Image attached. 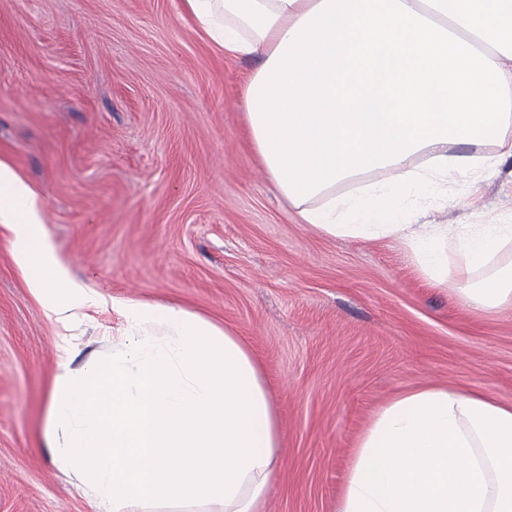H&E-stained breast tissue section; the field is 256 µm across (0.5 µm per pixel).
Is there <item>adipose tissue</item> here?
<instances>
[{
    "label": "adipose tissue",
    "mask_w": 512,
    "mask_h": 512,
    "mask_svg": "<svg viewBox=\"0 0 512 512\" xmlns=\"http://www.w3.org/2000/svg\"><path fill=\"white\" fill-rule=\"evenodd\" d=\"M224 52L260 55L245 98L252 145L301 219L333 237L393 238L432 284L467 278L512 243V224H414L450 178L495 170L449 144L512 156V0H183ZM393 172L357 194L336 183ZM319 206H312L314 198ZM41 199L0 161V225L47 314L71 328L111 304L110 356L62 359L46 442L112 512L207 505L258 512L278 464V423L260 368L228 329L179 305L107 300L74 282L43 230ZM512 304V274L463 289ZM339 512H512V406L466 390L411 388L360 438Z\"/></svg>",
    "instance_id": "adipose-tissue-1"
}]
</instances>
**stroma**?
Here are the masks:
<instances>
[{"label": "stroma", "instance_id": "35a3bbf8", "mask_svg": "<svg viewBox=\"0 0 512 512\" xmlns=\"http://www.w3.org/2000/svg\"><path fill=\"white\" fill-rule=\"evenodd\" d=\"M261 56L211 43L181 0H0V160L39 193L74 279L179 304L232 331L279 423L263 512H336L360 436L419 384L512 405V308L431 285L403 243L305 224L253 150L243 95ZM417 224L512 221V158L413 210ZM0 225V512H93L45 445L65 330L32 295ZM121 319L84 309L74 366L112 352Z\"/></svg>", "mask_w": 512, "mask_h": 512}]
</instances>
